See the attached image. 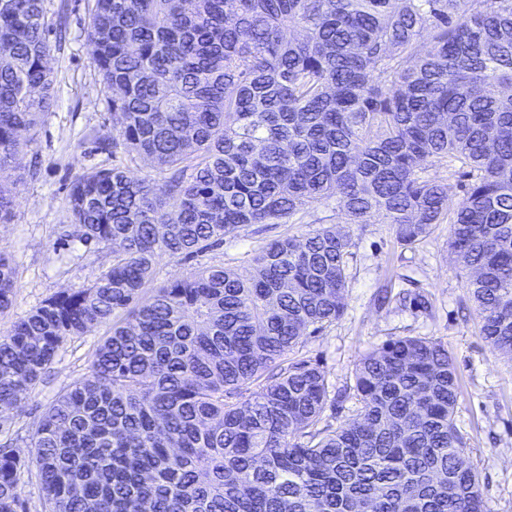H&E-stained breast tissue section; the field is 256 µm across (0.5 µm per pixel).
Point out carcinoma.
I'll return each mask as SVG.
<instances>
[{
    "instance_id": "carcinoma-1",
    "label": "carcinoma",
    "mask_w": 512,
    "mask_h": 512,
    "mask_svg": "<svg viewBox=\"0 0 512 512\" xmlns=\"http://www.w3.org/2000/svg\"><path fill=\"white\" fill-rule=\"evenodd\" d=\"M88 45L115 117L97 150L147 159L78 176L73 240L112 255L88 287L46 299L0 337V406L65 343L112 323L88 375L29 435L45 512H485L440 340L392 336L353 384L291 356L346 312L351 239L336 227L268 242L242 274L199 265L254 224L336 199L413 245L448 252L485 341L512 356V0H94ZM43 0H0V170L55 103ZM468 183L448 209V180ZM13 187L0 183V223ZM13 260L0 254V311ZM355 396L356 414L323 423ZM0 448V512H24Z\"/></svg>"
}]
</instances>
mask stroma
Listing matches in <instances>:
<instances>
[{"instance_id": "obj_1", "label": "stroma", "mask_w": 512, "mask_h": 512, "mask_svg": "<svg viewBox=\"0 0 512 512\" xmlns=\"http://www.w3.org/2000/svg\"><path fill=\"white\" fill-rule=\"evenodd\" d=\"M93 0H44L56 104L42 115L31 142L20 154L15 205L10 223L0 224V252L16 266L14 303L0 312V336L45 299L70 288L92 284L109 266L92 246L71 242L72 258L60 261L56 250L59 225L70 220L68 194L78 175L96 166H112L95 142L112 134L110 92L100 78L87 43ZM36 175H28L31 160ZM337 223L334 207L314 204L301 218L264 229L245 227L237 236L207 252V265L247 271L255 253L269 240L303 235ZM338 224V223H337ZM341 226V225H340ZM352 240L349 288L344 317L321 332L307 334L299 355L316 360L329 382L352 381L363 353L392 336H433L448 347L457 368L460 395L455 418L480 472L487 512H512V356L496 350L479 334V318L464 288L458 265L448 255L449 224H439L422 242L401 244L392 225L380 217L367 224H345ZM393 293H420L427 309L378 308V288ZM102 325L66 343L38 384L21 404L8 411L0 444L11 443L21 458L31 456L28 436L56 396L83 379L100 341Z\"/></svg>"}]
</instances>
